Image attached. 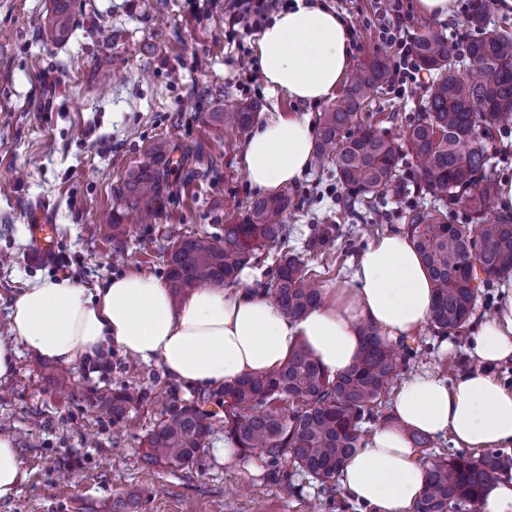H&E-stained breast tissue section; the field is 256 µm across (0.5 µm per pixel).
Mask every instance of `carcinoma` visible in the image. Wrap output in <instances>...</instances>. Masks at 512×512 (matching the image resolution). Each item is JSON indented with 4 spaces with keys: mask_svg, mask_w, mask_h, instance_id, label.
I'll return each instance as SVG.
<instances>
[{
    "mask_svg": "<svg viewBox=\"0 0 512 512\" xmlns=\"http://www.w3.org/2000/svg\"><path fill=\"white\" fill-rule=\"evenodd\" d=\"M74 0H53L43 22L49 41L66 39L73 30ZM484 12L475 11L468 24L477 29L469 40L468 57L474 68L457 69L458 56L448 38L425 33L415 42L419 70L432 76L429 94L400 140L364 125L361 109L372 90L389 81V65L372 58L351 78L336 103L319 119L314 153L319 164L333 162L336 180L348 192L343 208L354 198L367 199L373 214L392 197L401 196L400 158L417 162L416 186L429 198L406 212L407 234L434 288L429 325L448 336L464 328L479 288L512 272V224L490 223L488 211L497 193L489 157L476 141L477 133L491 138L512 124V37L483 27ZM258 106L243 104L232 112H212L213 125L247 129ZM188 151L168 139H158L149 160L127 170L115 188L112 236L129 232L128 211L149 208L170 190L174 153ZM458 203L469 211L470 223L448 221V208ZM288 194L259 196L239 224L224 225L221 236H191L171 231L166 276L174 299L203 284L226 287L238 282L241 271L267 252L275 260L263 292L273 297L291 318L303 316L320 301V288L308 276L305 260L288 249L285 218ZM336 228L313 225L308 250L327 245ZM362 348L355 362L339 374L329 373L304 347H297L272 372L247 375L195 400H159L160 419L146 437L143 461L148 465L188 464L207 447L214 430V413L204 405L224 408V437L239 449V458L264 462L270 474L288 476L282 464L318 481L323 490L336 491V476L363 446L364 425L378 418L382 406L411 348L395 347L371 328L361 330ZM141 392L125 386L94 392L89 406L105 410L118 423L128 417ZM413 447L429 462L427 481L414 512H449L474 507L485 486L503 467L499 457L446 454L430 460L435 440L410 435Z\"/></svg>",
    "mask_w": 512,
    "mask_h": 512,
    "instance_id": "carcinoma-1",
    "label": "carcinoma"
}]
</instances>
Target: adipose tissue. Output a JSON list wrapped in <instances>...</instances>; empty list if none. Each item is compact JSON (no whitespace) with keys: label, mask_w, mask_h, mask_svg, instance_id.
Wrapping results in <instances>:
<instances>
[{"label":"adipose tissue","mask_w":512,"mask_h":512,"mask_svg":"<svg viewBox=\"0 0 512 512\" xmlns=\"http://www.w3.org/2000/svg\"><path fill=\"white\" fill-rule=\"evenodd\" d=\"M256 53L270 90L299 103L332 100L351 65L348 30L323 0H293L260 33ZM310 115H277L257 125L241 156L253 187L276 190L301 179L312 164ZM236 287L196 289L182 303L147 274L109 277L87 289L66 278L26 282L10 307L9 341H0V378L19 348L68 367L105 357L118 346L161 365L176 382L218 389L279 365L299 344L333 374L358 356L361 326L386 341L416 335L428 323L433 288L405 233L379 239L359 259L354 285L322 290L321 302L289 318L260 288L259 270L244 269ZM495 315L474 326L475 368L453 382L421 373L402 384L395 421L372 426L365 446L345 466L342 488L376 512H410L423 493L426 469L409 432L452 435L464 448L512 445V389L489 370L512 358V277L502 281ZM27 478L11 436L0 435V500L14 498Z\"/></svg>","instance_id":"ef3b65f1"}]
</instances>
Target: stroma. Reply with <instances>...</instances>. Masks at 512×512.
Returning <instances> with one entry per match:
<instances>
[{
  "label": "stroma",
  "instance_id": "stroma-1",
  "mask_svg": "<svg viewBox=\"0 0 512 512\" xmlns=\"http://www.w3.org/2000/svg\"><path fill=\"white\" fill-rule=\"evenodd\" d=\"M343 19L352 69L369 58H392L379 38L376 0H326ZM411 8V31L436 32L457 45L471 35L465 12L443 20ZM52 0H0V325L24 284L59 277L86 288L108 277L138 272L165 278L163 245L170 225L197 236L223 233L241 221L259 196L240 164L248 131L221 133L209 113L245 101L260 117L310 113L328 103L303 105L287 94L271 95L251 84L257 64L256 34L237 38L224 29V0H76L74 30L59 44L43 40L41 23ZM117 34L111 45L99 28ZM404 91L384 86L372 95L366 120L390 138L404 134L430 78ZM166 138L192 155L174 176L170 194L155 205L152 220L134 222L129 236L112 237V194L126 171L146 161L150 145ZM288 245L304 251L315 224L340 225L331 253L309 260L322 284L352 287L361 254L377 239L406 228L414 191L382 208L379 227L367 230L364 204L340 210L335 172L316 166L288 186ZM44 207L58 230L56 258L40 265L31 255L30 215ZM473 326L450 335L447 348L429 330L408 338L409 374L453 381L474 367ZM56 363L20 350L11 375L0 379V434L10 435L28 473L15 498L0 512H373L351 502L325 504L317 482L299 473L272 480L264 463L225 461L223 432L187 465L149 466L144 441L159 418L153 398L196 396L156 363L113 349L106 369L79 363L66 388L50 383ZM134 383L145 395L123 427L92 409L95 390Z\"/></svg>",
  "mask_w": 512,
  "mask_h": 512
}]
</instances>
